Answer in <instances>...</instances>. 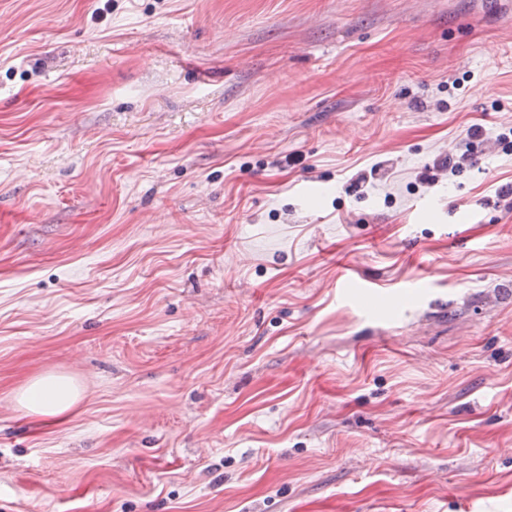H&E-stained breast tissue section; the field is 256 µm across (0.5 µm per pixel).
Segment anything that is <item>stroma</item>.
<instances>
[{
	"label": "stroma",
	"mask_w": 512,
	"mask_h": 512,
	"mask_svg": "<svg viewBox=\"0 0 512 512\" xmlns=\"http://www.w3.org/2000/svg\"><path fill=\"white\" fill-rule=\"evenodd\" d=\"M485 3L0 0V512H512ZM485 133L481 126H471L457 145L456 154H448V157L437 161L434 166L439 170L448 169V177H453L457 172L473 158L474 142L484 137ZM79 392L69 379L45 375L32 379L19 394V403L33 416L61 419L77 403Z\"/></svg>",
	"instance_id": "1"
}]
</instances>
